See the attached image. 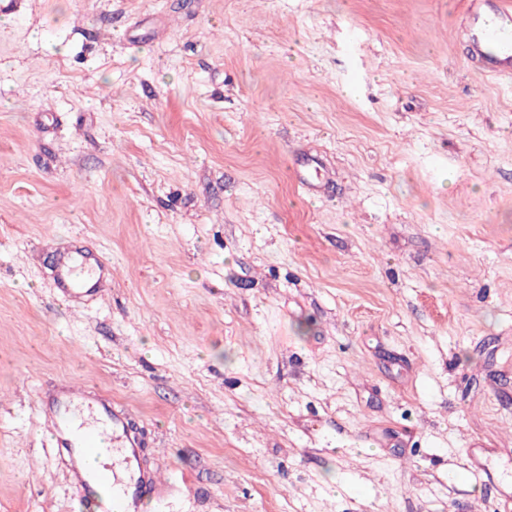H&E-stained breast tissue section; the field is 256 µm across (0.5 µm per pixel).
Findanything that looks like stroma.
<instances>
[{
	"mask_svg": "<svg viewBox=\"0 0 512 512\" xmlns=\"http://www.w3.org/2000/svg\"><path fill=\"white\" fill-rule=\"evenodd\" d=\"M468 42L460 0H0V512H72L69 380L190 475L159 512L512 505V79ZM55 280L63 296L69 298L100 297L104 293L94 265L78 252L64 253L57 259Z\"/></svg>",
	"mask_w": 512,
	"mask_h": 512,
	"instance_id": "35a3bbf8",
	"label": "stroma"
}]
</instances>
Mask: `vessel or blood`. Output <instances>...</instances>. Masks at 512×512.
<instances>
[{
  "instance_id": "obj_1",
  "label": "vessel or blood",
  "mask_w": 512,
  "mask_h": 512,
  "mask_svg": "<svg viewBox=\"0 0 512 512\" xmlns=\"http://www.w3.org/2000/svg\"><path fill=\"white\" fill-rule=\"evenodd\" d=\"M468 10L477 25L469 35L471 55L486 62V75L512 79V0H501L488 12L482 0H468ZM55 279L70 298L104 293L94 265L77 252L58 258ZM45 412L51 441L68 455L72 486L88 512H137L142 499L165 496L169 481L141 468L140 440L111 402L74 381L51 398Z\"/></svg>"
}]
</instances>
